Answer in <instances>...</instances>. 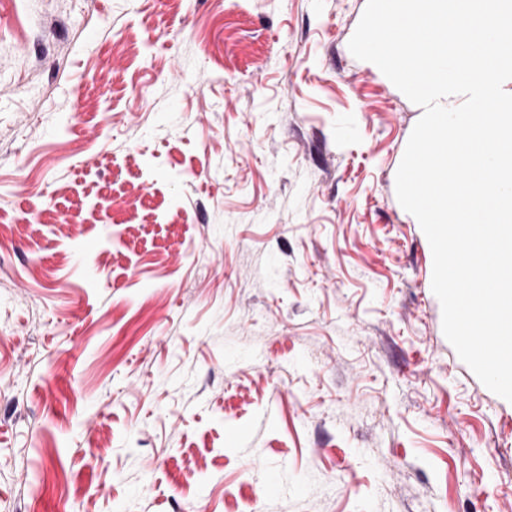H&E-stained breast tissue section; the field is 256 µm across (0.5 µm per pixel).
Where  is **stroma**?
I'll return each mask as SVG.
<instances>
[{"mask_svg":"<svg viewBox=\"0 0 512 512\" xmlns=\"http://www.w3.org/2000/svg\"><path fill=\"white\" fill-rule=\"evenodd\" d=\"M366 5L0 0V512H512Z\"/></svg>","mask_w":512,"mask_h":512,"instance_id":"obj_1","label":"stroma"}]
</instances>
